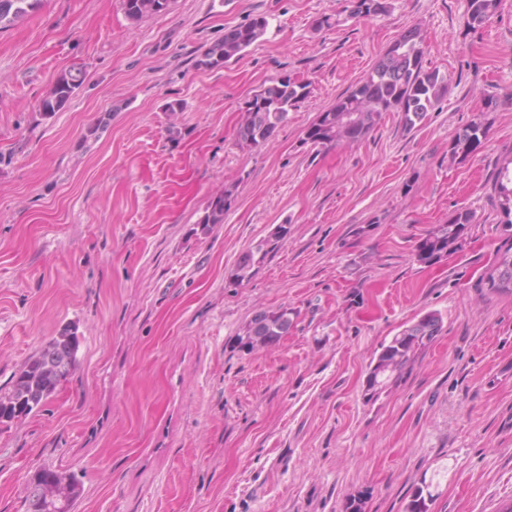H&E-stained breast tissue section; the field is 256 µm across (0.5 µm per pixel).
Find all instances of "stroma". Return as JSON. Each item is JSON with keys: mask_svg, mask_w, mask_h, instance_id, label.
<instances>
[{"mask_svg": "<svg viewBox=\"0 0 512 512\" xmlns=\"http://www.w3.org/2000/svg\"><path fill=\"white\" fill-rule=\"evenodd\" d=\"M388 3L355 17L349 0H172L134 23L122 0H38L0 30V387L63 329L80 339L40 412L0 424V512H25L41 465L81 479L75 512H405L424 478L431 512L512 502V293L487 280L512 159V0L474 30L468 0ZM258 16L257 42L198 67ZM412 26L448 80L438 107L409 131L386 112L360 142H307ZM72 68L68 104L40 112ZM284 76L307 98L268 143H239L248 102ZM474 123L480 149L450 158ZM227 189L223 223L202 226ZM465 209L461 249L419 262L418 241ZM281 224L238 281L240 255ZM260 309L292 325L249 349ZM430 311L434 344L365 402L381 343ZM267 24L264 17H257L246 24L226 29L222 38L205 49L198 65L210 68L224 65L259 40L265 34ZM81 70H69L60 74L50 91L41 98L39 109L46 114L60 111L67 104L74 91L82 84ZM496 189L498 190L499 198L501 200L502 208L504 209V213L509 220L506 222L505 229L506 232H511L512 230V168L509 170V167L504 165L498 172L496 179ZM288 233L287 227L280 226L276 233L273 234L274 240H266L265 246L267 249L260 255L261 248L254 252L251 248L245 251L238 260L237 268H236V278L239 281H244L245 279L251 278L255 271L258 270L267 260V257L270 253H272L275 249V243H271L272 241H277L279 239L284 238V236Z\"/></svg>", "mask_w": 512, "mask_h": 512, "instance_id": "1", "label": "stroma"}]
</instances>
